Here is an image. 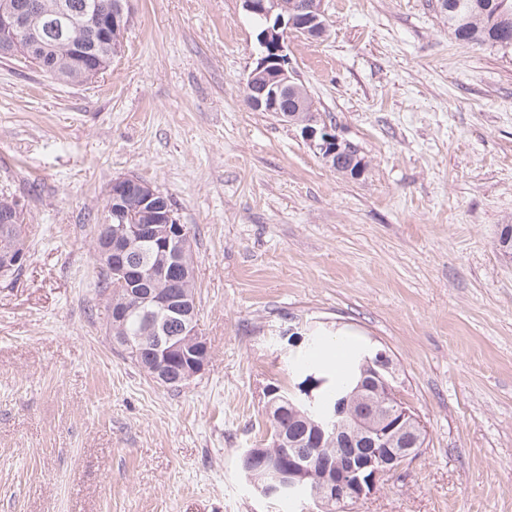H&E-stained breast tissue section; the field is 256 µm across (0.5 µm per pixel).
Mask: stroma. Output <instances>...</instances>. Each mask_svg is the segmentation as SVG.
Returning a JSON list of instances; mask_svg holds the SVG:
<instances>
[{
	"label": "stroma",
	"instance_id": "35a3bbf8",
	"mask_svg": "<svg viewBox=\"0 0 512 512\" xmlns=\"http://www.w3.org/2000/svg\"><path fill=\"white\" fill-rule=\"evenodd\" d=\"M124 46L70 84L0 58V191L30 256L0 285V512H318L239 470L267 444L280 332L388 348L422 419L413 461L346 512H512V50L463 47L437 0H323L296 77L357 144L326 166L249 107L241 0H132ZM167 194L191 229L211 352L177 391L115 348L94 227L113 180Z\"/></svg>",
	"mask_w": 512,
	"mask_h": 512
}]
</instances>
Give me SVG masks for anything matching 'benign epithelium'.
<instances>
[{
  "label": "benign epithelium",
  "mask_w": 512,
  "mask_h": 512,
  "mask_svg": "<svg viewBox=\"0 0 512 512\" xmlns=\"http://www.w3.org/2000/svg\"><path fill=\"white\" fill-rule=\"evenodd\" d=\"M244 11L267 20L281 9V0H241ZM69 5L58 3L49 9L44 0H27L23 5L5 3L0 6V56L19 55L40 69L43 59L35 54L42 44L39 30L29 28L27 20L45 21L56 39L71 44V64L79 79L89 81L99 75L98 66L88 60V51L82 44L88 40L122 39L131 18L130 0H111L106 7L90 16L79 27L76 35L69 34L64 21ZM325 32L322 0H301L289 19L279 15L276 27H269L258 35L260 56L249 72L245 83L247 100L251 106L277 116L299 127L302 139L326 160L349 158L359 163L356 171L364 168L365 160L354 154L353 145L336 133V126L320 119L303 123L295 120L296 113L309 109L303 88L295 82V72L288 56V35L301 34L320 38ZM292 97L296 112L282 108L281 103ZM145 195L143 181L137 177H121L112 182L107 194L109 211L116 215L128 214L129 200ZM153 196L141 202L142 214L153 216L154 224H133L130 235L151 246L160 245L169 254V264L185 267L184 257L189 250L190 234L187 225L179 224L173 208L164 201L151 203ZM105 270L117 271L137 278L142 269L138 257L126 245V239L104 234L96 241ZM139 309L142 311L146 332L153 342L155 362L151 371L163 384L187 385L209 363L207 342L197 334V300L188 296L172 298L161 288H139ZM179 317L182 331L174 336L168 333L165 322ZM309 329L301 324L282 333V341L290 348L310 342ZM393 361L385 349L374 350L367 358L356 387L322 418L312 422L319 443L346 439L360 442L368 449L353 448L351 452L334 459L319 454L317 448H297L288 442L281 429H276L271 446L285 448L267 471V480L258 484L251 472L253 459L263 457L264 448H246L242 452L245 480L255 492L266 499L283 489L312 488V498L321 509L343 508L375 492L381 483L417 457L425 443L423 425L415 412L404 402L399 389L392 383Z\"/></svg>",
  "instance_id": "benign-epithelium-1"
}]
</instances>
